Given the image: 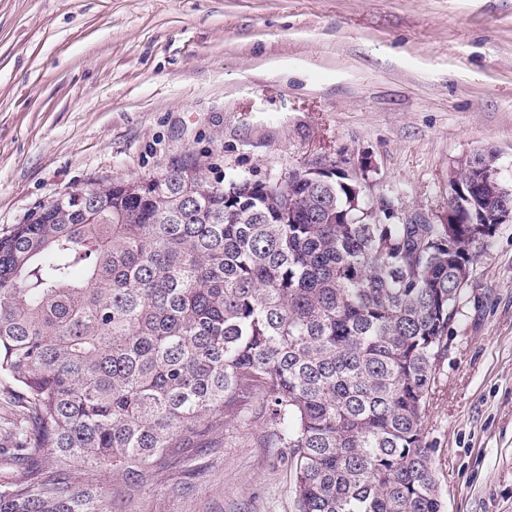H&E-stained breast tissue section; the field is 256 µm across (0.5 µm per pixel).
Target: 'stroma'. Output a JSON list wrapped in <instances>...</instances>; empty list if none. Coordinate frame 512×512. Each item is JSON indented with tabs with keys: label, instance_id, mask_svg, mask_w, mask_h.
Returning <instances> with one entry per match:
<instances>
[{
	"label": "stroma",
	"instance_id": "stroma-1",
	"mask_svg": "<svg viewBox=\"0 0 512 512\" xmlns=\"http://www.w3.org/2000/svg\"><path fill=\"white\" fill-rule=\"evenodd\" d=\"M478 149L512 183V0H0V234L188 157L361 166L366 197L442 224ZM425 427L446 512H512V223L473 268ZM268 429L250 400L186 477L112 512H296Z\"/></svg>",
	"mask_w": 512,
	"mask_h": 512
}]
</instances>
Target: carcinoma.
Instances as JSON below:
<instances>
[{
	"instance_id": "carcinoma-1",
	"label": "carcinoma",
	"mask_w": 512,
	"mask_h": 512,
	"mask_svg": "<svg viewBox=\"0 0 512 512\" xmlns=\"http://www.w3.org/2000/svg\"><path fill=\"white\" fill-rule=\"evenodd\" d=\"M448 222L357 173L213 178L182 160L0 235V512H112L259 394L297 512H445L424 421L448 327L512 189L484 151ZM104 472L109 480L98 483Z\"/></svg>"
}]
</instances>
